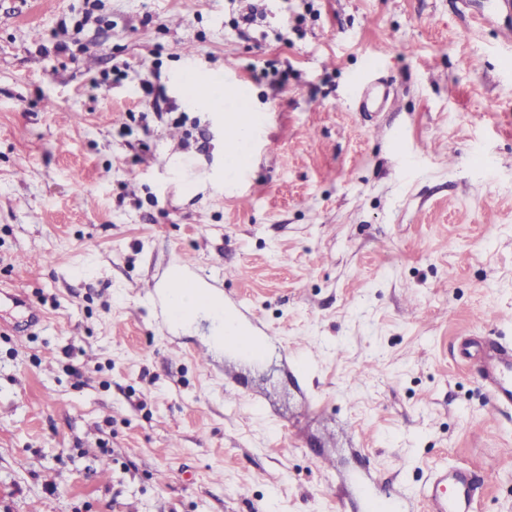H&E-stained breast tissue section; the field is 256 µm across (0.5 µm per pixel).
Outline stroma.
<instances>
[{"label":"stroma","mask_w":512,"mask_h":512,"mask_svg":"<svg viewBox=\"0 0 512 512\" xmlns=\"http://www.w3.org/2000/svg\"><path fill=\"white\" fill-rule=\"evenodd\" d=\"M265 5L242 36L230 0H0V290L44 314L0 304V512H362V487L413 497L444 463L478 476L476 512H512V408L459 357L512 342V17ZM191 59L244 80L226 110L271 116L239 181L223 113L180 91ZM183 260L252 306L258 359L202 366L209 321L159 320L139 284Z\"/></svg>","instance_id":"stroma-1"}]
</instances>
